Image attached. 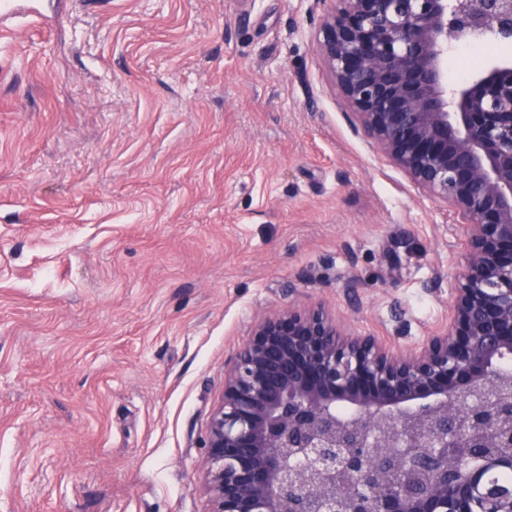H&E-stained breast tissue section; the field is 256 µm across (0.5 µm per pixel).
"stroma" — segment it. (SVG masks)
Instances as JSON below:
<instances>
[{
  "instance_id": "stroma-1",
  "label": "stroma",
  "mask_w": 512,
  "mask_h": 512,
  "mask_svg": "<svg viewBox=\"0 0 512 512\" xmlns=\"http://www.w3.org/2000/svg\"><path fill=\"white\" fill-rule=\"evenodd\" d=\"M331 0H26L0 26V512H209L255 319L448 324L463 220L354 127Z\"/></svg>"
}]
</instances>
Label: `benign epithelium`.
I'll return each instance as SVG.
<instances>
[{
	"mask_svg": "<svg viewBox=\"0 0 512 512\" xmlns=\"http://www.w3.org/2000/svg\"><path fill=\"white\" fill-rule=\"evenodd\" d=\"M317 46L356 130L465 221L448 327L414 347L321 306L258 317L204 447L210 512H512V61L450 87L512 0H332ZM468 40L467 37H461L457 41H455L452 46L448 50V58H447V74H448V84H458L465 79H467L471 73L476 70L469 68L467 70H462L457 61L458 53L461 50L460 47Z\"/></svg>",
	"mask_w": 512,
	"mask_h": 512,
	"instance_id": "1",
	"label": "benign epithelium"
}]
</instances>
